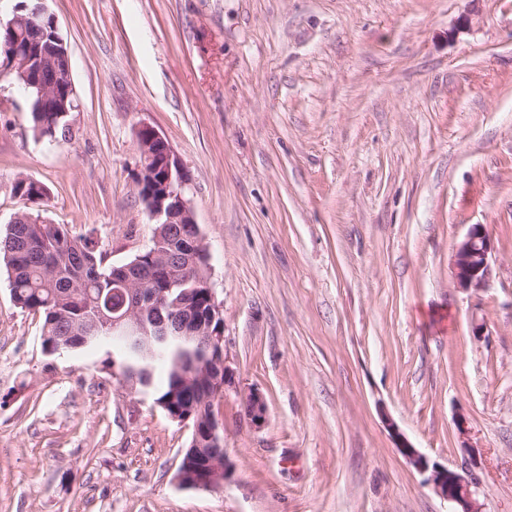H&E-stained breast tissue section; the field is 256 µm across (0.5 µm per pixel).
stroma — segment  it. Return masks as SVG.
Masks as SVG:
<instances>
[{
	"label": "stroma",
	"mask_w": 512,
	"mask_h": 512,
	"mask_svg": "<svg viewBox=\"0 0 512 512\" xmlns=\"http://www.w3.org/2000/svg\"><path fill=\"white\" fill-rule=\"evenodd\" d=\"M47 7L78 107L47 142L0 75V230L38 214L129 261L152 235L135 130L167 139L224 319L233 475L179 485L191 425L106 349L47 354L1 267L0 512H452L384 411L454 469L465 417L484 512H512V0ZM21 177L46 197L15 194ZM473 224L496 245L476 292L453 280ZM239 394L250 422L258 428L263 426L267 419V405L263 395L255 390L240 392Z\"/></svg>",
	"instance_id": "1"
}]
</instances>
